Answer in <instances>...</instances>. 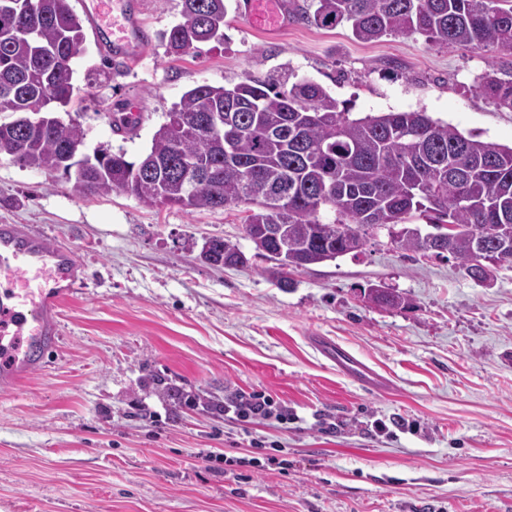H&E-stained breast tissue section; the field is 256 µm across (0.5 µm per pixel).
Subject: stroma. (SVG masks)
<instances>
[{"instance_id":"35a3bbf8","label":"stroma","mask_w":512,"mask_h":512,"mask_svg":"<svg viewBox=\"0 0 512 512\" xmlns=\"http://www.w3.org/2000/svg\"><path fill=\"white\" fill-rule=\"evenodd\" d=\"M152 40L137 62L102 67L86 36L58 108L83 153L147 151L172 106L201 84L310 79L354 117L424 111L512 145V111L475 87L497 51L416 35L356 40L348 26L291 18L268 35L231 8L221 43L176 56L159 35L181 0H139ZM135 128L117 127L130 102ZM244 205L149 208L123 190L86 194L61 174L0 158V224H23L89 266L60 310L62 339L14 392L0 389V512H512V268L485 286L449 256L398 249L370 231L361 252L291 271L278 287L245 239ZM240 243L244 268L216 267L207 239ZM407 307L373 305L371 285ZM327 337L387 377L380 393L340 374ZM296 413L244 426L216 410L233 391ZM385 423L378 432L377 423ZM276 443L284 471L225 474L207 453Z\"/></svg>"}]
</instances>
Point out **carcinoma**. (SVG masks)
I'll return each instance as SVG.
<instances>
[{
	"instance_id": "1",
	"label": "carcinoma",
	"mask_w": 512,
	"mask_h": 512,
	"mask_svg": "<svg viewBox=\"0 0 512 512\" xmlns=\"http://www.w3.org/2000/svg\"><path fill=\"white\" fill-rule=\"evenodd\" d=\"M182 13L201 21L194 42L224 40L225 0H182ZM303 17L318 28L347 24L355 38L420 35L433 46L497 50L512 57V0H312ZM14 22L28 36H6L0 18V108L17 114L0 122V157L23 167L61 172L67 147L83 143V131L50 122L70 103L73 72L62 62L85 51L81 18L71 0H41L35 15ZM167 49L183 48L176 24L160 34ZM480 92L512 110V79L491 69ZM48 122H28L31 107ZM175 123L158 128L149 150L130 161L122 150L101 149L104 164L92 175V194H109L134 183L132 194L146 207L221 210L248 206L244 236L274 263L271 275L291 285L290 271L360 251L367 232L407 224L417 215L429 224H451L450 256L472 273L481 263L474 238L481 224L512 225V146L481 141L474 134L432 119L425 112H386L350 117L319 83L301 80L287 88L273 80L246 77L227 88L198 85L171 108ZM224 117L231 126L223 144L210 141L200 124ZM192 158L201 173L199 192L187 198L190 181L182 161ZM288 189V209H270L275 186ZM335 218L323 222L320 211ZM268 224L288 225V261L281 241L264 235ZM223 263L247 266L249 259L229 239H211ZM395 243L424 253L415 235L399 233ZM367 299L397 308L402 295Z\"/></svg>"
}]
</instances>
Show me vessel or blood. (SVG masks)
I'll return each mask as SVG.
<instances>
[{
  "label": "vessel or blood",
  "instance_id": "obj_1",
  "mask_svg": "<svg viewBox=\"0 0 512 512\" xmlns=\"http://www.w3.org/2000/svg\"><path fill=\"white\" fill-rule=\"evenodd\" d=\"M244 11L249 21L271 33L288 24L287 0H244ZM86 18L104 50L140 57L148 34L129 0H123L115 20H107L99 9L87 11ZM87 285L88 273L73 250L50 245L22 225H0V386L15 389L45 364L62 337V303L84 294ZM320 348L357 383L386 388L381 376L340 345L324 341Z\"/></svg>",
  "mask_w": 512,
  "mask_h": 512
}]
</instances>
